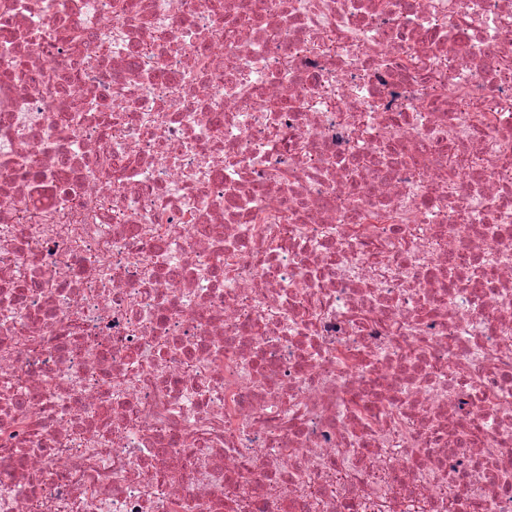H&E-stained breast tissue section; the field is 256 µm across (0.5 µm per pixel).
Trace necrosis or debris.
Here are the masks:
<instances>
[{
  "mask_svg": "<svg viewBox=\"0 0 512 512\" xmlns=\"http://www.w3.org/2000/svg\"><path fill=\"white\" fill-rule=\"evenodd\" d=\"M508 57L512 0H0V512H512Z\"/></svg>",
  "mask_w": 512,
  "mask_h": 512,
  "instance_id": "1",
  "label": "necrosis or debris"
}]
</instances>
